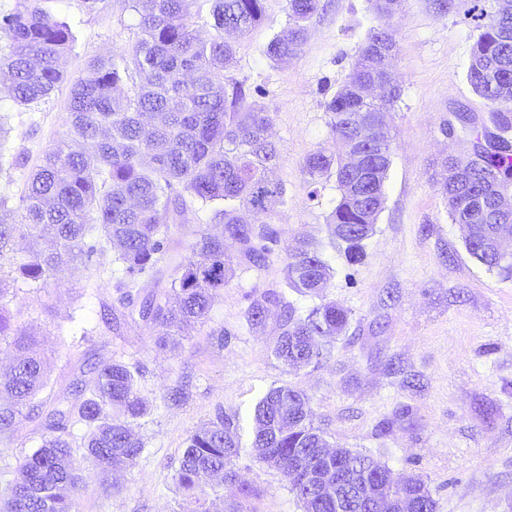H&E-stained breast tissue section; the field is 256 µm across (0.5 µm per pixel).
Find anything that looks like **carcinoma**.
Returning a JSON list of instances; mask_svg holds the SVG:
<instances>
[{
  "mask_svg": "<svg viewBox=\"0 0 512 512\" xmlns=\"http://www.w3.org/2000/svg\"><path fill=\"white\" fill-rule=\"evenodd\" d=\"M40 2L16 0L12 10L0 12V36L10 42L8 55L0 56V71L9 77L0 101L29 106L69 82L67 136L30 175L20 196L21 214L0 197V260L9 265L0 277V342L16 352L10 372L0 376V437L11 434L24 406L46 385L43 362L30 352L35 337L14 332L4 302L10 287L40 288L57 269L78 260L90 263L109 246L120 264L119 301L132 307L133 286L166 258L175 277L165 301L146 297L138 316L167 329L158 348L177 344L188 327L207 322L215 299L235 276L237 257L258 268L270 261L278 237L269 218L285 195L284 185L271 178L278 149L269 139L270 115L242 83L224 75L236 53L224 34L249 33L262 20L264 0H213L217 36L210 40L196 33L193 0H130L139 30L132 50L95 59L85 74L70 80L60 62L76 42L74 27ZM321 9V0H288L287 27L267 43L265 57L297 56L307 24ZM485 18L467 80L490 112L512 115V16L495 12ZM396 53L392 35L371 28L346 81L325 101L330 128L342 144L358 138L359 122L375 124L359 167L322 149L303 164L316 185L324 176L336 179L340 198L327 228L345 245L349 262L363 257V243L385 207L391 112L400 98L389 76ZM471 132L478 159L471 186L479 187L489 175L503 187L511 185L512 141L488 140L478 128ZM441 167L438 191L452 223L468 226V253L491 270L511 274L512 258L500 255L489 240L512 226V214L500 223H470L477 201L453 184L448 159ZM190 202L214 207L221 234L202 230L188 254H172V224ZM17 236L29 241L22 254L13 250ZM284 252L286 287L300 296H320L330 278L328 260L306 240H294ZM271 305L282 307L272 353L291 368L329 359L333 341L348 329L349 312L342 306L322 302L303 313L270 290L252 299L246 311L251 328L265 324ZM86 368L88 378L73 383V399L47 413L41 445L0 493V512H72L83 482L68 439L74 422L86 426L85 456L103 476L142 455L144 443L129 427L148 412L138 393V368L117 360L89 361ZM251 420L255 460L281 474L303 512H336L338 493L349 501L347 512H371L376 497L405 500L404 512H436L421 478L397 479L389 467L349 448L330 453L329 441L313 423L309 397L297 387L267 388ZM243 452L238 421L219 413L188 437L174 480L198 502L215 481L237 485L248 498L252 489L237 467Z\"/></svg>",
  "mask_w": 512,
  "mask_h": 512,
  "instance_id": "obj_1",
  "label": "carcinoma"
}]
</instances>
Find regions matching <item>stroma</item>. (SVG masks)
<instances>
[{
  "mask_svg": "<svg viewBox=\"0 0 512 512\" xmlns=\"http://www.w3.org/2000/svg\"><path fill=\"white\" fill-rule=\"evenodd\" d=\"M324 2L302 52L276 63L263 50L287 23V0H265L262 23L236 38L228 74L261 89L259 102L272 119L279 150L274 177L285 187L270 218L279 243L305 237L324 252L333 274L323 295L349 311V328L320 364L296 371L272 354L280 307H271L257 330L247 325L245 310L254 291L280 288L279 256L261 269L239 264L209 322L164 351L155 347L164 328L146 325L119 304L106 272L114 251L100 255L97 265L76 262L43 287L17 291L9 304L13 323L36 333L46 364L48 384L36 404L49 408L68 397L88 360L115 358L143 371L138 389L150 414L132 427L144 452L135 467L106 478L77 458L84 483L72 512H196L174 481L188 435L221 412L238 418L241 438L250 442V411L273 384L309 396L314 424L331 444L372 455L395 475L421 476L436 512H512V277L470 256L462 227L451 222L433 185L442 158L469 150L462 134L442 132L449 111L487 114L467 70L479 34L473 11L493 12L497 0H455L445 15L432 0H400L384 18L372 0ZM41 5L76 30L62 63L69 79L137 39L127 0H99L93 9L85 0ZM376 25L396 40L392 71L401 97L393 112L385 208L363 259L350 264L331 248L326 231L340 197L336 181L311 187L302 166L314 150L339 151L324 103ZM68 96L64 83L28 107L0 102V148L28 157L25 168L0 169V196L19 198L44 152L62 138ZM217 329L223 337H214ZM411 377L418 387L404 386ZM40 423L34 414L20 417L0 440V489L38 447ZM238 468L254 497L243 503L235 488L211 489L214 512L238 502L244 512H302L279 472L247 455Z\"/></svg>",
  "mask_w": 512,
  "mask_h": 512,
  "instance_id": "obj_1",
  "label": "stroma"
}]
</instances>
